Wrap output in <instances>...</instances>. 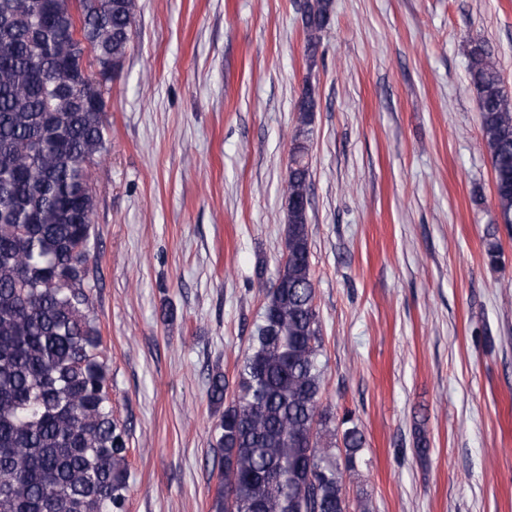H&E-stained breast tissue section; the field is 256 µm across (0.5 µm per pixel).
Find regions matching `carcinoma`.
<instances>
[{
    "label": "carcinoma",
    "instance_id": "1",
    "mask_svg": "<svg viewBox=\"0 0 512 512\" xmlns=\"http://www.w3.org/2000/svg\"><path fill=\"white\" fill-rule=\"evenodd\" d=\"M136 0H0V512H126L125 430L112 413L107 348L93 317L88 258L94 227L90 167L107 147L102 86L81 97V73L122 69ZM333 0H304L309 61ZM468 76L512 224V98L481 43ZM315 88L305 82L288 178V258L259 282L265 303L238 370L208 399L222 482L213 512H348L343 471L363 438L350 415L322 406L326 363L311 274L309 164ZM344 461H339L337 436Z\"/></svg>",
    "mask_w": 512,
    "mask_h": 512
}]
</instances>
